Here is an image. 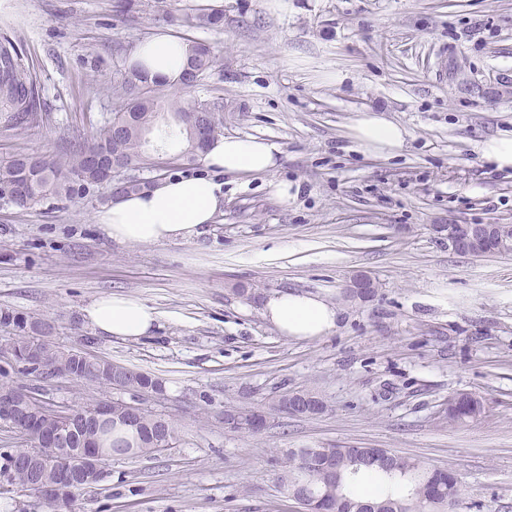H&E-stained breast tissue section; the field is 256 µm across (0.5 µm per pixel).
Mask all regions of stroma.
<instances>
[{"mask_svg":"<svg viewBox=\"0 0 512 512\" xmlns=\"http://www.w3.org/2000/svg\"><path fill=\"white\" fill-rule=\"evenodd\" d=\"M116 0H0L40 108L15 127L0 116V160L59 154L120 107L114 85L131 47L170 30L209 44L217 65L178 89L220 102L224 132L280 145L276 171L225 176L224 210L208 234L167 244H118L94 220L105 190L31 209L0 200V310L47 319L53 341L165 382L154 411L178 425L176 448L115 459L72 512H301L280 487L288 448H385L451 470L459 512H512V255H464L433 231L451 221L512 224V171L480 144L512 133V0H224L218 25L183 27L201 0H167L132 16ZM341 72L334 85L327 73ZM375 110L410 136L376 155L349 135ZM291 186L290 198L276 187ZM377 290L351 298L354 275ZM298 290L340 305L331 333L284 336L260 296ZM153 308L137 339L101 335L83 317L104 295ZM8 384L75 408L111 388L66 378L35 382L12 365ZM312 389L325 413L270 414L259 433L230 432L222 412L263 407ZM460 392L482 420L449 425Z\"/></svg>","mask_w":512,"mask_h":512,"instance_id":"1","label":"stroma"}]
</instances>
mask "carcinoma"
<instances>
[{
  "instance_id": "carcinoma-1",
  "label": "carcinoma",
  "mask_w": 512,
  "mask_h": 512,
  "mask_svg": "<svg viewBox=\"0 0 512 512\" xmlns=\"http://www.w3.org/2000/svg\"><path fill=\"white\" fill-rule=\"evenodd\" d=\"M216 56L212 48L197 40L191 41V52L183 74L185 87L193 86L210 72ZM123 98L120 109L98 130L89 143H78L67 149L61 158L23 154L0 162V200L19 208H33L45 200L73 199L89 187L98 185L87 165V157L96 149L115 152L137 160L139 170L155 167L148 144L139 131L151 130L154 140L166 145L177 141L178 154L193 163L202 156L198 139L182 117L188 112H210L214 119L208 128V139L221 135L220 105L183 104L166 99L160 85L148 81L136 67H128L117 83ZM0 105L13 112L15 123L28 120L38 111L39 101L33 80L26 67L6 50L0 52ZM0 322L13 324L16 331L9 349L16 361L24 351H39L36 360L46 370L59 371L71 380L90 383L103 380L102 369L86 364L78 349H61L50 341L39 342L24 328V318L0 312ZM125 385L138 389L152 387L163 390L162 381L136 369H126ZM484 413L483 402L469 398L458 403L448 399V423L477 422ZM125 410L112 406V420L101 428L98 447L104 459L112 457L152 456V449L161 445L169 450L179 441L178 428L167 421L168 436L156 442L153 428L156 414L147 410L141 422L129 426L124 421ZM64 428V421L51 415H35L25 433L30 450L41 445L44 435ZM365 470L377 472L385 489L375 497H362L356 483ZM284 488L296 489L309 495L303 505L305 512H456L463 502V493L455 475L445 469L431 468L420 460L395 455L389 460L375 448H294L288 450L279 475Z\"/></svg>"
}]
</instances>
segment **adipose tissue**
<instances>
[{
    "label": "adipose tissue",
    "instance_id": "adipose-tissue-1",
    "mask_svg": "<svg viewBox=\"0 0 512 512\" xmlns=\"http://www.w3.org/2000/svg\"><path fill=\"white\" fill-rule=\"evenodd\" d=\"M189 44L171 31H160L137 42L130 62L143 63L150 79L168 88L182 85ZM350 137L369 152L390 155L405 145L409 131L384 115L368 110L350 126ZM279 144L258 138L224 136L213 141L202 156L208 175L168 177L151 187L123 196L102 207L95 221L102 233L119 243L165 244L203 236L224 206V185L215 173L268 174L278 165ZM265 318L283 335L312 339L336 328L341 307L321 297L278 291L262 300ZM96 329L123 338L146 335L156 312L144 303L123 296H103L83 310Z\"/></svg>",
    "mask_w": 512,
    "mask_h": 512
}]
</instances>
